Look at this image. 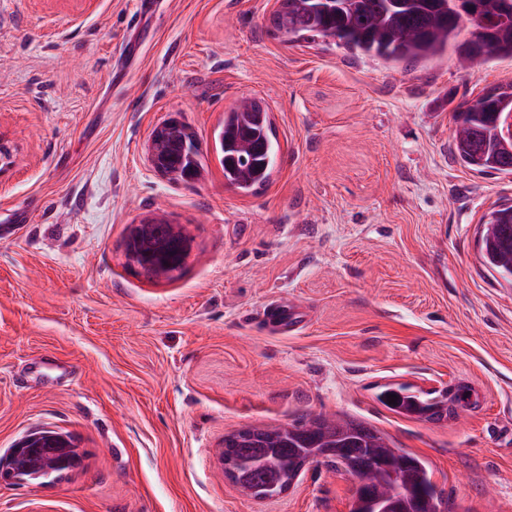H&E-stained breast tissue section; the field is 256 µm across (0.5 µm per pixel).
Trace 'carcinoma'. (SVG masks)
<instances>
[{"instance_id":"obj_1","label":"carcinoma","mask_w":512,"mask_h":512,"mask_svg":"<svg viewBox=\"0 0 512 512\" xmlns=\"http://www.w3.org/2000/svg\"><path fill=\"white\" fill-rule=\"evenodd\" d=\"M482 24L464 30L458 22L467 0H288L272 15L271 32L290 42L318 38L345 52L387 63L410 65L438 59L453 48L465 66L491 56L512 58V0H478ZM479 106L457 113L454 150L479 172H512V138L498 139L500 114L512 113V84L478 96ZM224 182L242 192L266 186L275 165L277 144L268 107L244 99L224 113L220 135ZM160 164L187 182L200 167L198 149L188 127H172ZM191 239L174 244L162 226L142 237L144 261L168 263L169 279L182 274ZM479 258L491 273L512 284V205H495L481 218ZM395 396V403L388 396ZM469 387L445 391L387 386L377 400L389 410L426 420L448 416L454 403H469ZM364 480V494L351 512H382L392 484L400 489L395 512H452L433 482L429 463L391 446L362 421L323 417L274 428H248L224 437V465L242 491L257 498L281 495L311 456ZM20 478H55L61 471L18 460Z\"/></svg>"}]
</instances>
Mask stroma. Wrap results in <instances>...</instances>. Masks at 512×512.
Here are the masks:
<instances>
[{"label": "stroma", "instance_id": "stroma-1", "mask_svg": "<svg viewBox=\"0 0 512 512\" xmlns=\"http://www.w3.org/2000/svg\"><path fill=\"white\" fill-rule=\"evenodd\" d=\"M275 0H0V457L69 435L76 465L0 479V512H350L352 476L304 469L258 500L219 460L227 433L319 415L368 422L427 459L455 512H512V286L477 229L512 174L453 153L458 106L512 83V59L411 67L287 43ZM269 105L271 179L225 185L217 132ZM193 132L203 180L148 165L152 129ZM192 239L181 277L126 265L130 224ZM295 310L287 331L264 308ZM457 383L474 408L394 414L381 386ZM23 448H66L69 456L77 460L74 446L66 435L54 430L29 433L15 444L6 459L0 460V474L5 480L17 478L12 469L13 459L16 455L22 453Z\"/></svg>", "mask_w": 512, "mask_h": 512}]
</instances>
